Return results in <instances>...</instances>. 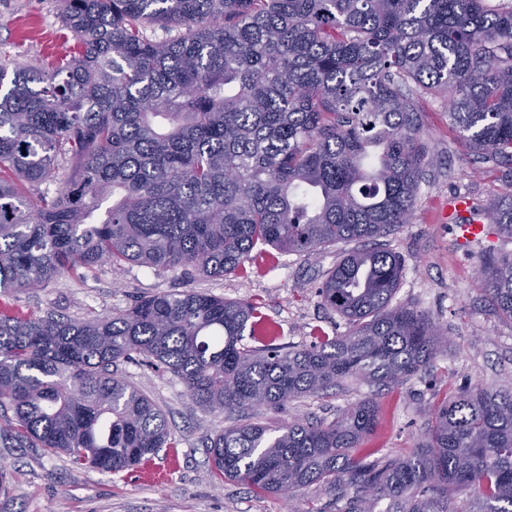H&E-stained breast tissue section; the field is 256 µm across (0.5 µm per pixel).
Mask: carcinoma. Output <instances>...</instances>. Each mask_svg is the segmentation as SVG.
Returning a JSON list of instances; mask_svg holds the SVG:
<instances>
[{
    "label": "carcinoma",
    "mask_w": 512,
    "mask_h": 512,
    "mask_svg": "<svg viewBox=\"0 0 512 512\" xmlns=\"http://www.w3.org/2000/svg\"><path fill=\"white\" fill-rule=\"evenodd\" d=\"M78 49L52 70L0 66V290L104 263L222 278L270 245L308 255L384 237L413 214L432 149L420 98L448 100L464 159L512 165V6L487 0H57ZM185 29L155 41L146 27ZM69 157L70 173L59 175ZM50 182L54 192L36 186ZM512 238V196L487 208ZM399 255L345 251L324 305L349 325L277 343L258 307L193 289L83 322L0 315V446L127 471L174 439L115 375L138 361L222 412L275 407L347 381L386 387L448 347L393 307ZM478 280L512 321V253ZM259 346H240L246 329ZM365 399L329 423H262L206 440L210 478L341 512H512V388L446 392L417 447L366 461ZM483 505L471 508L472 502Z\"/></svg>",
    "instance_id": "1"
}]
</instances>
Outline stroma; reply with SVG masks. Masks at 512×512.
Wrapping results in <instances>:
<instances>
[{
  "label": "stroma",
  "mask_w": 512,
  "mask_h": 512,
  "mask_svg": "<svg viewBox=\"0 0 512 512\" xmlns=\"http://www.w3.org/2000/svg\"><path fill=\"white\" fill-rule=\"evenodd\" d=\"M75 44L56 0H0V62L50 69L71 55ZM423 106L433 164L410 223L383 242L404 264L394 304L412 306L447 327L450 347L422 376L392 389L349 384L260 408L250 420L273 430L306 418L329 422L371 397L382 418L361 451L374 458L395 456L420 441L438 393L465 385L512 386V322L493 314L477 282L484 257L511 253L512 239L491 224L480 240L463 245L443 218L449 196H467L479 213L512 192V166L461 161L463 147L450 125L447 101L428 99ZM344 249L339 243L308 256L266 246L253 251L241 271L221 278L102 265L28 291L2 292L0 313L77 322L119 313L154 293L193 289L258 305L280 343L303 346L317 335L340 336L348 330L319 295ZM118 372L163 411L174 447L118 475L74 467L66 455L50 456L39 448L0 447V512H307L312 505L338 512L335 493L316 485L287 500L237 482L213 483L204 444L211 432L232 424V416L198 406L171 375L136 362L119 365Z\"/></svg>",
  "instance_id": "1"
}]
</instances>
